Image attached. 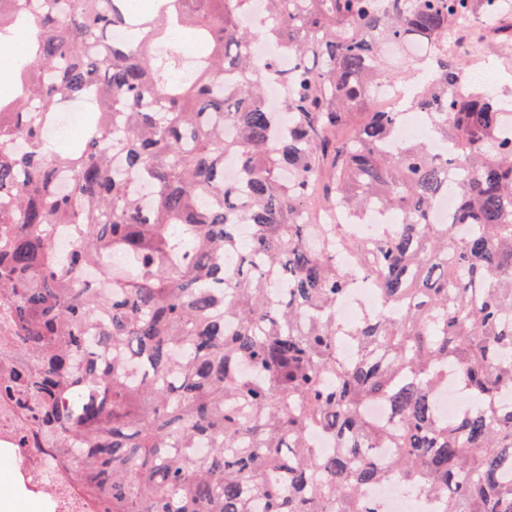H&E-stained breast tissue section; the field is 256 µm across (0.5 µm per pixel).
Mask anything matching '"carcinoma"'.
I'll return each mask as SVG.
<instances>
[{"mask_svg": "<svg viewBox=\"0 0 512 512\" xmlns=\"http://www.w3.org/2000/svg\"><path fill=\"white\" fill-rule=\"evenodd\" d=\"M510 1L0 0V56L18 22L33 32L0 94V346L26 354L0 363V408L24 419L20 447L89 512H378L362 488L388 481L442 512H512V112L457 90L448 54L478 9L512 37ZM180 28L205 47L188 78L157 51ZM262 39L288 68L251 56ZM411 45L431 66L409 107L443 155L396 142L407 113L371 109L386 51ZM69 101L89 121L56 151ZM337 209L395 222L374 239L316 223ZM333 240L381 301L353 326ZM450 372L466 399L452 418L436 409ZM313 427L338 450L318 454Z\"/></svg>", "mask_w": 512, "mask_h": 512, "instance_id": "cac0c4a2", "label": "carcinoma"}]
</instances>
